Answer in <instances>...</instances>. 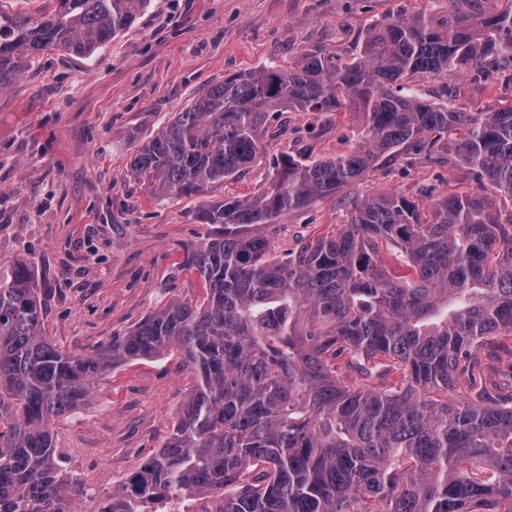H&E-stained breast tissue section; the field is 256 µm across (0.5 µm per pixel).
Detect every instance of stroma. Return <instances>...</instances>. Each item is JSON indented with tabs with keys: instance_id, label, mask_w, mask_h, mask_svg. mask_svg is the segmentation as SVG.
Segmentation results:
<instances>
[{
	"instance_id": "1",
	"label": "stroma",
	"mask_w": 512,
	"mask_h": 512,
	"mask_svg": "<svg viewBox=\"0 0 512 512\" xmlns=\"http://www.w3.org/2000/svg\"><path fill=\"white\" fill-rule=\"evenodd\" d=\"M448 0H150L136 20L92 56L49 49L28 59L0 90V275L27 262L43 328L63 351L89 356L112 336L204 284L181 270L206 240L202 203L260 192L284 154L329 159L365 141L349 113L269 117L249 168L205 199L149 198L130 171L136 148L210 85L269 62L288 66L320 49L347 63L368 27L403 10H444ZM421 97L464 112L512 98V66L410 82ZM436 155L398 152L339 194L261 227L285 256L334 230L352 199L396 192L420 206L476 188ZM194 379L177 355L122 365L89 400L57 422L62 474L100 482L109 498L135 467L166 444Z\"/></svg>"
}]
</instances>
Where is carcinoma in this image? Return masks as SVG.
<instances>
[{
  "label": "carcinoma",
  "instance_id": "cac0c4a2",
  "mask_svg": "<svg viewBox=\"0 0 512 512\" xmlns=\"http://www.w3.org/2000/svg\"><path fill=\"white\" fill-rule=\"evenodd\" d=\"M149 0H47L0 9V89L47 49L90 56ZM406 11L375 23L358 56L322 51L212 84L139 146L154 198L190 197L244 171L270 113L349 112L367 146L274 161L267 187L202 208L188 253L206 293L171 301L94 355L45 336L30 266L0 277V512H77L56 456L58 419L113 368L180 355L195 386L164 448L99 512H167L222 492L217 512H512V103L459 112L414 94L512 58V3L479 14ZM416 147L459 161L479 188L427 208L394 192L351 201L336 233L283 258L254 233L335 195L380 158ZM400 253L390 271L381 247Z\"/></svg>",
  "mask_w": 512,
  "mask_h": 512
}]
</instances>
